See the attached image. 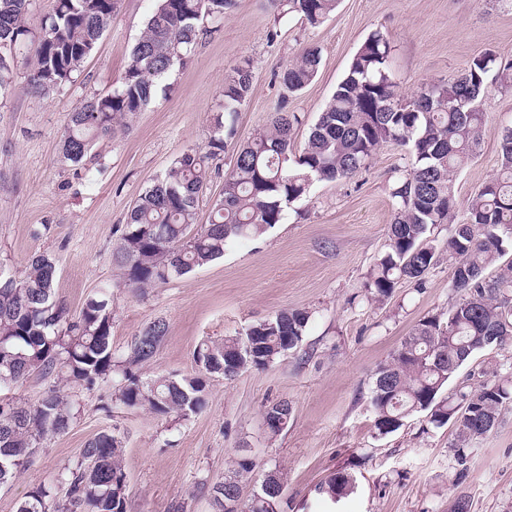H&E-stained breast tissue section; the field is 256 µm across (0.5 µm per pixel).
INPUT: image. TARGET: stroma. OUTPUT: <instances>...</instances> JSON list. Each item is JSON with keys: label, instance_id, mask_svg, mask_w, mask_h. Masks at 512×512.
I'll use <instances>...</instances> for the list:
<instances>
[{"label": "stroma", "instance_id": "stroma-1", "mask_svg": "<svg viewBox=\"0 0 512 512\" xmlns=\"http://www.w3.org/2000/svg\"><path fill=\"white\" fill-rule=\"evenodd\" d=\"M154 6V0H119L81 72L43 99L26 87L29 45L16 47L14 82L0 92V268L18 272L32 255L49 253L57 266L56 298L71 315L111 286L112 345L120 354L148 323L164 320L166 336L140 370L145 379L192 374L202 342L244 335L281 311L304 309L311 318L292 352L231 380L213 376L206 408L186 420L121 406L107 411L111 383L92 391L63 383L81 411L0 487V512H17L33 484L53 481L90 438L112 428L125 446L127 512H173L176 504L183 512H211L207 489L223 480L243 447L261 468L287 471L290 512H448L462 494L470 512H512V408L471 448L462 469L451 448L453 425L434 426L421 412L385 436L374 426L376 370L420 319L446 311L455 299L444 264L421 288L401 282L381 300L369 288L386 250L392 185L409 163L403 148L383 144L350 181L315 183L281 224L167 283L130 288L112 258L133 202L185 150L207 144L211 118L223 109L226 71L252 64V92L232 147L265 130L283 107L303 120L293 135L298 152L372 30L391 41L395 79L409 94L460 74L488 50L512 61V0H340L317 27L276 16L267 0H237L220 31L199 42L128 129L96 142L85 166L63 162L70 113L112 92ZM309 45L321 51L319 72L289 93L277 75ZM484 110L488 130L455 181L462 204L498 170L497 132L512 126V83L497 87ZM284 398L292 416L274 437L264 410ZM339 470L356 484L335 504L316 487Z\"/></svg>", "mask_w": 512, "mask_h": 512}]
</instances>
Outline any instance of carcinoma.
<instances>
[{"label":"carcinoma","instance_id":"cac0c4a2","mask_svg":"<svg viewBox=\"0 0 512 512\" xmlns=\"http://www.w3.org/2000/svg\"><path fill=\"white\" fill-rule=\"evenodd\" d=\"M33 0H0V91L14 79L6 48L32 42L27 87L38 96L71 81L112 20L118 0H56L54 13L28 26ZM277 15L297 14L308 25L324 23L338 0H270ZM237 0H156L130 61L112 93L90 98L70 113L61 141L63 159L83 162L100 139L112 137L127 120L146 111L160 84L183 64L198 42L236 6ZM321 65V52L305 48L284 69L279 82L295 93L308 86ZM512 81V63L493 52L475 56L460 74L402 93L392 73V46L379 30L370 32L325 103L301 152L291 153L294 112H277L270 128L238 149L224 177V192L209 222L194 229L200 197L210 179V161L227 150L236 134L238 112L252 90L249 63L224 76V111L213 115L204 147L184 151L164 176L149 186L127 213L116 259L126 285L145 289L181 277L224 256L234 241L259 236L284 219L316 182H342L366 168L385 143L406 148L409 169L394 184V209L386 252L377 260L370 286L379 298L400 280L422 286L443 260L452 270L455 301L448 312L421 320L379 367L371 404L381 435L400 429L409 416L425 412L430 423L455 426L451 444L464 473L466 450L499 422L512 405V374L482 370L473 387L442 396L443 389L475 353L512 348V129L502 128L499 168L467 201L466 219L455 223L456 174L475 155L487 132L483 105L497 82ZM440 224L453 225L445 242L431 236ZM56 265L47 253L32 256L18 275L0 270V391L37 372L88 390L117 378L111 404L141 409L157 418L187 419L207 404L210 376L230 379L262 368L296 349L310 320L306 310H285L259 321L242 336L203 343L195 353L198 371L181 377L144 380L139 367L160 347L167 324L143 328L128 350L112 349V292L91 296L76 315L55 299ZM78 409L51 385L35 403L0 398V485L25 470L43 441L70 426ZM124 441L113 431L89 439L80 457L51 483L34 485L18 512H126ZM257 468L240 454L224 476L234 494ZM288 474L264 472L247 512L280 507ZM355 487L353 475L337 471L319 490L339 500Z\"/></svg>","mask_w":512,"mask_h":512}]
</instances>
